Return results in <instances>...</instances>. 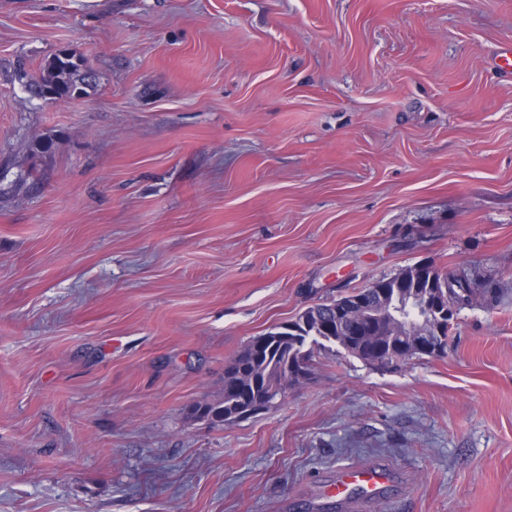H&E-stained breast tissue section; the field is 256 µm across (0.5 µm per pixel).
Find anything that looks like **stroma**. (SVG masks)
I'll return each mask as SVG.
<instances>
[{
    "mask_svg": "<svg viewBox=\"0 0 512 512\" xmlns=\"http://www.w3.org/2000/svg\"><path fill=\"white\" fill-rule=\"evenodd\" d=\"M512 0H0V512H512ZM76 49L96 81L25 84ZM438 357L336 344L211 424L255 336L416 264ZM392 479V472L385 465L344 466L336 472L335 478L327 483L324 495L329 499L342 500L350 495H357L365 498V502H374L392 483Z\"/></svg>",
    "mask_w": 512,
    "mask_h": 512,
    "instance_id": "stroma-1",
    "label": "stroma"
}]
</instances>
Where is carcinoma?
Segmentation results:
<instances>
[{"label":"carcinoma","instance_id":"obj_1","mask_svg":"<svg viewBox=\"0 0 512 512\" xmlns=\"http://www.w3.org/2000/svg\"><path fill=\"white\" fill-rule=\"evenodd\" d=\"M94 81L86 67L84 55L78 51L62 52L50 59L44 72L28 84L35 97L65 100L80 97ZM447 274L430 265L422 280L400 281L397 277L382 279L377 288H364L313 307L297 317L294 330L279 325L255 336L242 353L224 371V400L205 406L204 416L215 424L224 418L235 419L257 403L269 404L284 396L282 383L292 368L288 367L294 343H305L313 330L326 329L324 336L334 338L348 354L370 365L389 367L421 357L409 341L389 334L386 324L378 317L386 303L406 302L418 293H429L437 303L434 317L440 333L427 338V343L442 349L448 345V304L472 303V289L463 287L465 277L453 278L450 288Z\"/></svg>","mask_w":512,"mask_h":512}]
</instances>
